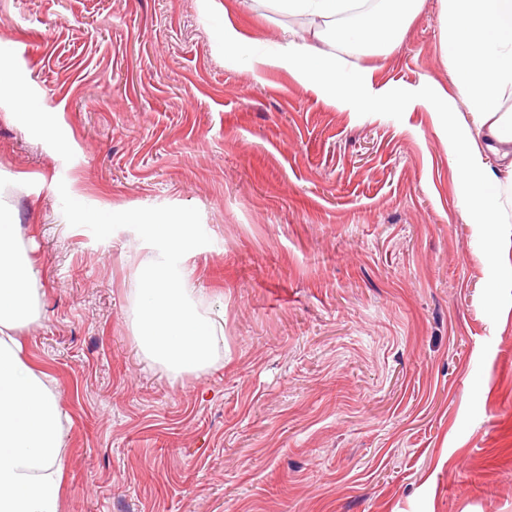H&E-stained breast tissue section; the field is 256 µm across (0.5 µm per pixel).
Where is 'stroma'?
<instances>
[{"instance_id":"stroma-1","label":"stroma","mask_w":512,"mask_h":512,"mask_svg":"<svg viewBox=\"0 0 512 512\" xmlns=\"http://www.w3.org/2000/svg\"><path fill=\"white\" fill-rule=\"evenodd\" d=\"M241 0H0V210L30 247L20 356L61 412L60 512H512V185L455 95L422 0L331 102L225 59ZM440 88L445 98L432 97ZM485 181L448 150L460 130ZM208 225L195 284L224 361L169 377L139 351L141 254L65 200ZM495 224L465 221L475 195Z\"/></svg>"}]
</instances>
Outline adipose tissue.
I'll use <instances>...</instances> for the list:
<instances>
[{
	"mask_svg": "<svg viewBox=\"0 0 512 512\" xmlns=\"http://www.w3.org/2000/svg\"><path fill=\"white\" fill-rule=\"evenodd\" d=\"M269 12L304 18L311 39L271 43L221 22L219 48L244 69L285 67L319 95L335 98L370 83L368 69L350 70L324 52L338 44L376 53L398 41L420 0H260ZM440 50L450 77L490 149L512 164V0H440ZM100 234L127 236L144 252L141 274L129 292V313L139 348L173 378L196 374L224 359L220 319L204 315L206 299L193 287L192 259L214 245L201 225L163 210L129 213L70 202ZM29 246L17 225L0 217V512H59L62 442L58 402L46 382L19 356L15 329L37 315L38 290Z\"/></svg>",
	"mask_w": 512,
	"mask_h": 512,
	"instance_id": "adipose-tissue-1",
	"label": "adipose tissue"
}]
</instances>
